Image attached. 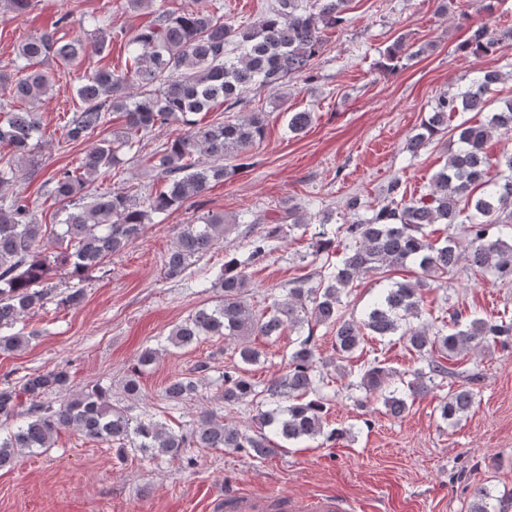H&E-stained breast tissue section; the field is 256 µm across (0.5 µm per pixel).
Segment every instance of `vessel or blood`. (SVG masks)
Here are the masks:
<instances>
[{
  "instance_id": "1",
  "label": "vessel or blood",
  "mask_w": 512,
  "mask_h": 512,
  "mask_svg": "<svg viewBox=\"0 0 512 512\" xmlns=\"http://www.w3.org/2000/svg\"><path fill=\"white\" fill-rule=\"evenodd\" d=\"M224 512H350L352 504L341 493L288 495L271 487L259 493L240 488L223 495Z\"/></svg>"
}]
</instances>
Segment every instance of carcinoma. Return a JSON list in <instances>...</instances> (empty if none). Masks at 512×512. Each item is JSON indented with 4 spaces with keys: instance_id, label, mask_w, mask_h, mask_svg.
<instances>
[{
    "instance_id": "cac0c4a2",
    "label": "carcinoma",
    "mask_w": 512,
    "mask_h": 512,
    "mask_svg": "<svg viewBox=\"0 0 512 512\" xmlns=\"http://www.w3.org/2000/svg\"><path fill=\"white\" fill-rule=\"evenodd\" d=\"M350 0H277L254 25L246 27L224 16L223 0L212 10L197 9L173 15L155 7V0H126L131 10L150 9V25L136 30L132 63L123 70L98 69L76 89L79 108L65 124L68 141H86L108 123L109 116L124 118L86 150L79 166L63 168L46 181L47 194L62 203L61 233L45 235L27 198L19 193L0 195V354L19 351L34 334L11 328L26 314L50 302L74 307L85 296L80 283L85 274L120 253L144 232L153 213H165L201 197L212 182H226L242 167L240 160L264 135L269 113L250 112L247 92L266 88L278 92L288 80H313L311 61L325 50L326 33L348 22ZM32 0H0V16H20ZM74 24L73 12L58 11L53 29L37 32L18 46L26 74L13 81L0 74V145L23 162L36 157L40 118L37 104L54 83L53 73L40 65L53 58L72 64L82 50V39L60 42L55 29ZM483 23L470 29L463 52L487 56L506 48L505 38ZM408 45L396 39L382 55L381 69L398 68ZM501 80L495 69H480L473 82L437 98L418 131L408 137L404 150L416 157L426 146L445 136L452 140L448 159L435 173L429 190L409 197L400 179H393L387 197L371 206L359 196L344 205L350 218L334 229L317 233L315 255L325 257L314 275L294 281L285 294L273 299L257 315L247 301V270L267 259L285 229L303 225L298 209L274 224L264 225L249 242L247 255L224 261L216 286L221 296L211 306L197 310L174 325L165 341L186 346L203 336H223L242 341L248 336L296 333L288 352V371L264 385L254 382L246 366L259 361L257 350L242 345L241 365L224 373V407L246 402L256 405V428L246 432L214 413L199 416L186 432H175L153 415L133 413L141 400L140 373L153 366L166 347H146L137 356L122 386L123 404L112 402V388L94 385L53 404L51 395L69 391L67 369L56 366L24 377L18 386L0 387V419H18L12 429L0 432V468L12 464L24 451L49 448L62 429L143 453L186 458L189 448H249L257 456L273 450V438L285 442L341 439L353 427L325 430L324 388L329 386L325 363L319 357L314 327H336V358L344 361L359 349L366 336L398 337L417 355L420 366L401 374L374 361L346 385L348 397L363 391L382 400L394 418L408 410V401L445 386L449 390L437 405L440 419L457 424L474 405L470 384L478 373L448 366V361L479 348L512 341V319L453 315L450 322L430 323L422 318L423 293L447 287V281L465 270L491 279H512V154L491 156L485 145L493 136L512 135V99L493 100L492 87ZM27 104L23 109L13 101ZM224 105L220 122L200 125L193 116ZM486 112L479 124L448 121L461 112ZM310 111L288 113V130L298 134L313 121ZM178 124L183 134L161 144L155 155L164 182L162 190L139 194L104 191L87 195L100 175L110 176L158 128ZM445 224L452 232L441 242L430 239L427 229ZM224 239V216L206 214L189 224L174 248L166 254L163 274L182 278ZM336 261H331V258ZM408 263L422 275L414 281H395L380 289L359 314L343 310L342 295L353 282L380 275ZM65 268L75 284L63 296L50 285L53 271ZM206 363L197 376L178 377L164 389V398L177 404L198 388Z\"/></svg>"
}]
</instances>
